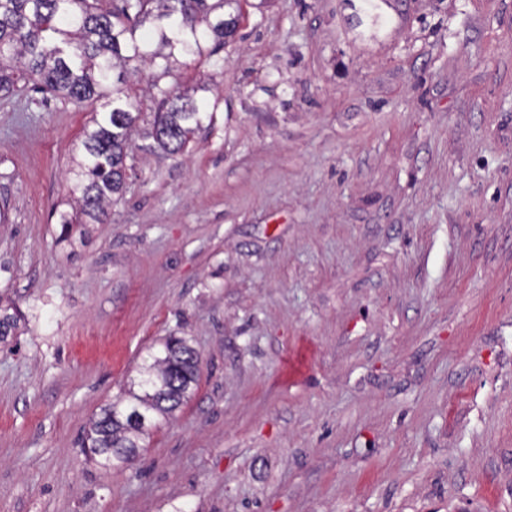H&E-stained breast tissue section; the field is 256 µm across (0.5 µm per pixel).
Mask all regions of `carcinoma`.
Wrapping results in <instances>:
<instances>
[{"label": "carcinoma", "mask_w": 512, "mask_h": 512, "mask_svg": "<svg viewBox=\"0 0 512 512\" xmlns=\"http://www.w3.org/2000/svg\"><path fill=\"white\" fill-rule=\"evenodd\" d=\"M244 0H0V98L18 103L27 87L64 101L98 103L74 170L78 210L60 215L66 226L84 215L104 222L126 188L132 131L141 118L137 99L158 101L151 137L168 154L186 150L207 109L181 92L179 59L208 61L231 40ZM133 62L157 72L146 87L129 75ZM169 78L171 82L161 84ZM22 313L0 308V339L13 335ZM199 352L169 337L140 368L128 397L100 409L84 445L104 469L136 457L150 431L190 398Z\"/></svg>", "instance_id": "obj_1"}]
</instances>
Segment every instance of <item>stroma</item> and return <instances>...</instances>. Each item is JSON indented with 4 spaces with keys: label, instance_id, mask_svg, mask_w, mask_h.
<instances>
[{
    "label": "stroma",
    "instance_id": "35a3bbf8",
    "mask_svg": "<svg viewBox=\"0 0 512 512\" xmlns=\"http://www.w3.org/2000/svg\"><path fill=\"white\" fill-rule=\"evenodd\" d=\"M264 0L184 75L186 151L65 235L91 107L0 102V512H512V0ZM197 387L80 446L150 348ZM305 353L306 367L288 372ZM199 365V352L186 340L170 336L162 351L140 368L141 393L129 388L127 398L106 404L92 419L83 443L93 459L110 469L136 457L144 438L159 427V419L173 416L190 398Z\"/></svg>",
    "mask_w": 512,
    "mask_h": 512
}]
</instances>
